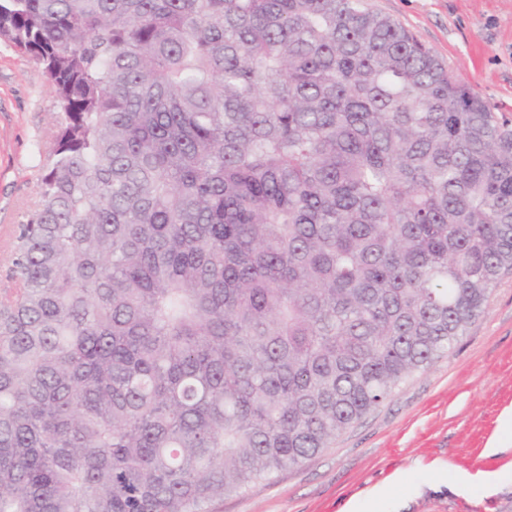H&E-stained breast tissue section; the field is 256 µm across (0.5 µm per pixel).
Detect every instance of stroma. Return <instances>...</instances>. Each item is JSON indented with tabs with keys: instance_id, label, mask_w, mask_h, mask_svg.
I'll use <instances>...</instances> for the list:
<instances>
[{
	"instance_id": "stroma-1",
	"label": "stroma",
	"mask_w": 512,
	"mask_h": 512,
	"mask_svg": "<svg viewBox=\"0 0 512 512\" xmlns=\"http://www.w3.org/2000/svg\"><path fill=\"white\" fill-rule=\"evenodd\" d=\"M411 30L456 78L512 123V0H367ZM56 100L27 56L0 43V291L12 287L15 229L31 209L37 147L53 128ZM512 409V274L451 353L401 384L331 448L273 482L226 498L217 512H341L386 486L379 512H512V447L492 453L499 418ZM503 473L494 492L460 494L459 473Z\"/></svg>"
}]
</instances>
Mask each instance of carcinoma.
Wrapping results in <instances>:
<instances>
[{
	"mask_svg": "<svg viewBox=\"0 0 512 512\" xmlns=\"http://www.w3.org/2000/svg\"><path fill=\"white\" fill-rule=\"evenodd\" d=\"M58 111L0 296V512H215L512 271V126L366 0H0Z\"/></svg>",
	"mask_w": 512,
	"mask_h": 512,
	"instance_id": "obj_1",
	"label": "carcinoma"
}]
</instances>
